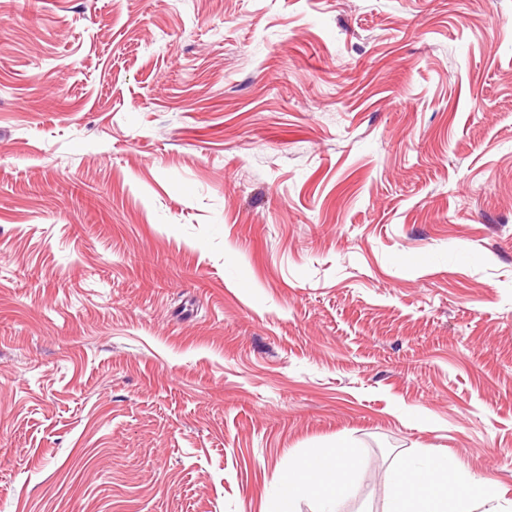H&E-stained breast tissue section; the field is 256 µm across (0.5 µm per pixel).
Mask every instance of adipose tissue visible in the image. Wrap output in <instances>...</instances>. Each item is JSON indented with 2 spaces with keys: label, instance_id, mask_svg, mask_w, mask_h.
Segmentation results:
<instances>
[{
  "label": "adipose tissue",
  "instance_id": "ef3b65f1",
  "mask_svg": "<svg viewBox=\"0 0 512 512\" xmlns=\"http://www.w3.org/2000/svg\"><path fill=\"white\" fill-rule=\"evenodd\" d=\"M354 467L355 458L344 444L314 450L282 474L269 512H295L296 502L304 498L317 499L320 512H339ZM496 497L492 482L468 481L460 459L435 453L392 467L383 512H492Z\"/></svg>",
  "mask_w": 512,
  "mask_h": 512
}]
</instances>
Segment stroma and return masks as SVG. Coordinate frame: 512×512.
Returning <instances> with one entry per match:
<instances>
[{"label":"stroma","mask_w":512,"mask_h":512,"mask_svg":"<svg viewBox=\"0 0 512 512\" xmlns=\"http://www.w3.org/2000/svg\"><path fill=\"white\" fill-rule=\"evenodd\" d=\"M339 437L340 512L441 452L512 512V0H0V512Z\"/></svg>","instance_id":"stroma-1"}]
</instances>
